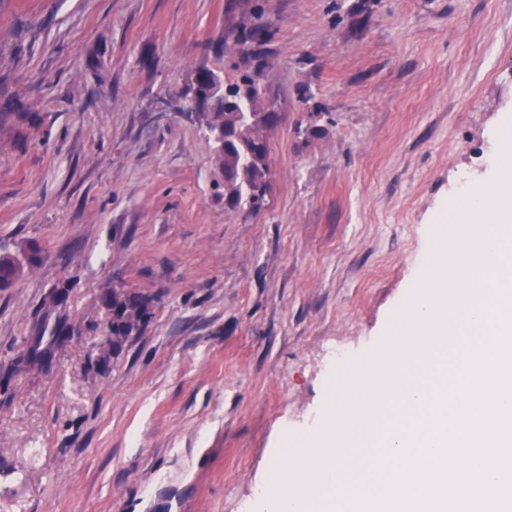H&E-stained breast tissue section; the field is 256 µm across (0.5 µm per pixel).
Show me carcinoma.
I'll use <instances>...</instances> for the list:
<instances>
[{"label": "carcinoma", "instance_id": "cac0c4a2", "mask_svg": "<svg viewBox=\"0 0 512 512\" xmlns=\"http://www.w3.org/2000/svg\"><path fill=\"white\" fill-rule=\"evenodd\" d=\"M253 82L244 74L240 81L228 85L230 104L210 118L209 135L213 139L214 160L224 177V206L234 211L253 207L256 191H268L270 169L266 131L274 115L266 111V98L243 88ZM41 262L40 249L30 244L19 253H0V282H8L16 273ZM112 308V340L103 349L102 360L119 354L132 336L145 330L152 315L150 296L118 284H109L101 296Z\"/></svg>", "mask_w": 512, "mask_h": 512}]
</instances>
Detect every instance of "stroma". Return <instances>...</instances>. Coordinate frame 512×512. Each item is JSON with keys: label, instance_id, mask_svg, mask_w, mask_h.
Returning <instances> with one entry per match:
<instances>
[{"label": "stroma", "instance_id": "stroma-1", "mask_svg": "<svg viewBox=\"0 0 512 512\" xmlns=\"http://www.w3.org/2000/svg\"><path fill=\"white\" fill-rule=\"evenodd\" d=\"M259 21L270 191L233 212L159 101L236 78ZM508 115L512 0H0V250L43 251L0 290V512H252L337 360L386 346L460 174L492 190ZM108 283L155 303L104 363Z\"/></svg>", "mask_w": 512, "mask_h": 512}]
</instances>
